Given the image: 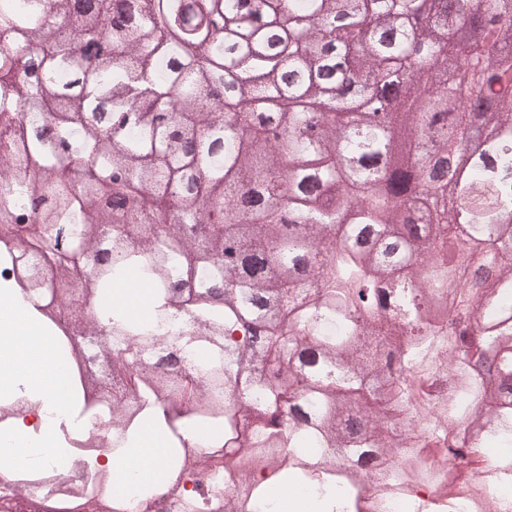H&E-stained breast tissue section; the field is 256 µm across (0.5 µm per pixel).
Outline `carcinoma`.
Returning a JSON list of instances; mask_svg holds the SVG:
<instances>
[{
  "label": "carcinoma",
  "mask_w": 512,
  "mask_h": 512,
  "mask_svg": "<svg viewBox=\"0 0 512 512\" xmlns=\"http://www.w3.org/2000/svg\"><path fill=\"white\" fill-rule=\"evenodd\" d=\"M0 0V255L38 316L87 293L150 286L159 325L119 303L106 325L138 401L115 411L117 455L150 420L213 431L252 416L245 461L273 487L317 480L336 501L377 424L353 401L388 383L387 356L418 369L448 417L512 442V0ZM411 80L378 117L379 87ZM317 131V136L308 131ZM453 185L465 224L441 200ZM123 260L102 256L127 238ZM459 297L439 371L428 316ZM389 350L370 342L384 304ZM206 335L181 326L183 317ZM249 326L244 349L227 324ZM165 333L171 362L151 351ZM92 379L75 391L93 404ZM200 482L188 512L210 505Z\"/></svg>",
  "instance_id": "carcinoma-1"
}]
</instances>
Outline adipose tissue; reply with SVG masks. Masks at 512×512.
<instances>
[{"label": "adipose tissue", "mask_w": 512, "mask_h": 512, "mask_svg": "<svg viewBox=\"0 0 512 512\" xmlns=\"http://www.w3.org/2000/svg\"><path fill=\"white\" fill-rule=\"evenodd\" d=\"M72 364L56 349L51 333L24 309L14 307L11 288L0 286V390L25 387L47 395L65 408L72 382ZM65 464L67 451L17 426L14 436L0 439V461L16 469L36 467L45 452ZM165 444L159 432L144 424L125 455L107 465L110 489L122 496L133 487L165 488L172 474L164 463Z\"/></svg>", "instance_id": "obj_1"}]
</instances>
